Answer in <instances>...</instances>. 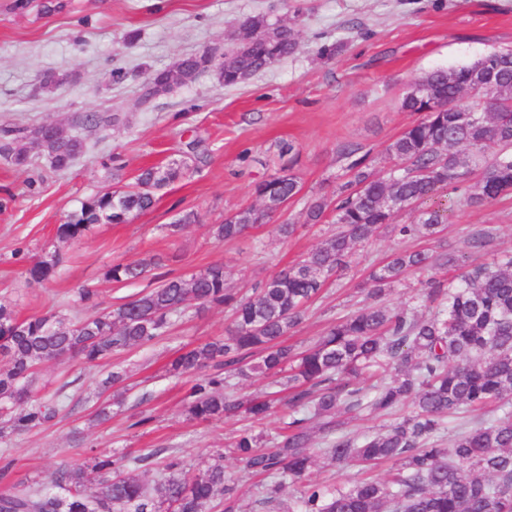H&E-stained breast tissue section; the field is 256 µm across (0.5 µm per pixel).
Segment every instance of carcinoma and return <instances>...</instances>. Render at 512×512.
<instances>
[{
    "label": "carcinoma",
    "instance_id": "carcinoma-1",
    "mask_svg": "<svg viewBox=\"0 0 512 512\" xmlns=\"http://www.w3.org/2000/svg\"><path fill=\"white\" fill-rule=\"evenodd\" d=\"M266 40L246 53L234 44L224 50L223 84L236 86L293 55L294 28L279 19L256 15L245 19ZM179 77L150 70L141 98L169 91ZM488 91L489 111L471 114L459 104L468 91ZM419 115L385 152L395 161L386 174L369 154L346 144L348 178L332 196L318 195L306 207V223L332 215L336 232L293 267L261 282L254 296L240 298L227 287L224 266L210 265L190 275L169 278L115 309L76 323L52 316L17 317L0 303V411L16 433L53 421L58 404L37 397L36 367L65 355L95 365L114 353L151 343L165 335L171 316L196 303L224 306L234 325L224 338L197 346L177 357L169 372L190 375L188 414L200 421L240 413L262 420L277 405L271 395L238 394L230 378L279 376L289 391L281 415V432L266 447V436L245 428L227 451L256 474L273 478L255 505L276 512L289 480L301 485L298 507L288 512H512V253L494 266L470 265L455 282L430 277L418 298L425 313L367 304L336 322L309 349L297 352L283 337L301 322L306 307L328 280L347 267L352 249L378 230L391 229L403 239L434 238L450 218L462 192L470 204L489 203L512 190V50H494L473 62L433 70L416 80L401 101ZM116 114L87 113L77 126H110ZM34 145L51 158L56 170L68 168L85 148L78 137L60 139L46 123L32 129L6 130L0 136V160L14 167L29 161ZM484 161L481 177L469 182L472 163ZM190 165L174 162L142 170L137 187L99 193L81 202L69 221L57 227L61 243L78 240L93 224H122L133 213L150 210L158 191L182 178ZM301 190L288 173L254 185L257 204L212 225L218 241L243 237L270 218ZM402 212L404 224L394 223ZM59 250L28 269L31 279H52L61 263ZM454 256L402 249L370 274L372 295L381 296L409 269L453 266ZM155 258L117 263L107 271L115 282L142 278ZM409 403L410 415L361 439L344 433V416L388 415ZM496 405L499 416L474 419L444 441V419L461 410ZM324 455L342 468L356 462L387 461L385 479L352 487L326 488L308 479L315 456L307 451L314 437ZM151 456L132 459L94 454L83 465L57 470V491L37 487L0 494V512H206L219 496L224 512L239 509L234 479L217 462L191 474L176 455L166 457L160 478L149 486L133 471L151 470Z\"/></svg>",
    "mask_w": 512,
    "mask_h": 512
}]
</instances>
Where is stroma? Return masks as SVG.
<instances>
[{
	"instance_id": "1",
	"label": "stroma",
	"mask_w": 512,
	"mask_h": 512,
	"mask_svg": "<svg viewBox=\"0 0 512 512\" xmlns=\"http://www.w3.org/2000/svg\"><path fill=\"white\" fill-rule=\"evenodd\" d=\"M267 14L299 34L295 54L227 87L212 75L175 85L141 103L147 71L170 68L187 54L230 45L246 17ZM133 43H126L129 32ZM333 44V59L319 56ZM512 48V0H0V129L52 121L83 139L85 149L63 171L38 149L17 168L0 163V301L18 317L53 315L75 321L95 308L113 309L164 279L223 264L229 288L252 296L256 283L293 265L332 234L330 219L307 223V202L331 194L345 173L342 145L352 143L383 158L387 145L415 119L400 101L425 73ZM122 79H114V71ZM47 74L64 76L46 90ZM118 114V124L95 130L72 126L74 112ZM295 147L291 163L280 143ZM248 160H241V153ZM193 158L197 167L159 190L154 206L124 224L93 225L63 249L48 282L26 271L52 252L58 224L84 199L124 190L142 169ZM289 167L299 195L272 223L246 239L220 242L212 225L254 203L256 181ZM196 223L172 232L186 213ZM296 224L287 238L277 224ZM490 243L472 252L474 230ZM400 236L379 232L357 247L347 268L324 289L288 339L305 349L339 318L371 303L372 268L405 248ZM422 248L452 253L469 263H493L512 252V195L482 205H459L439 241ZM159 263L136 282L115 283L105 273L115 263L148 257ZM99 293L98 307L78 299ZM230 310L189 306L155 343L134 347L98 366L63 356L38 367L39 394L59 399V416L42 429L15 433L0 421V493H21L46 483L60 467L87 461L88 449L131 458L155 451L178 454L198 472L215 460L234 476L242 512H253L261 478L226 455L230 437L245 426L276 434L278 416L249 423L244 416L203 422L190 419L184 397L190 377L170 374L181 353L223 337ZM126 379L104 390L112 370ZM111 412L98 421L101 408Z\"/></svg>"
}]
</instances>
